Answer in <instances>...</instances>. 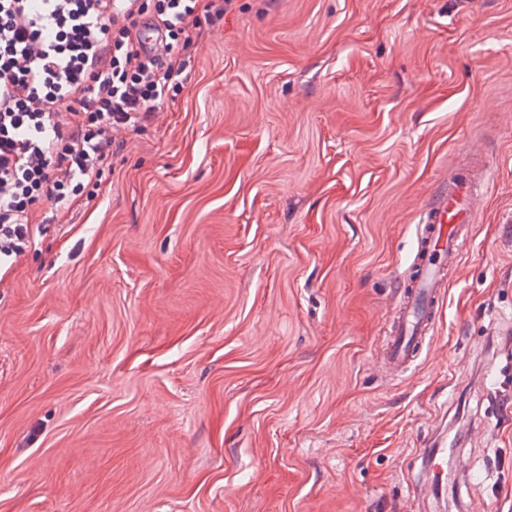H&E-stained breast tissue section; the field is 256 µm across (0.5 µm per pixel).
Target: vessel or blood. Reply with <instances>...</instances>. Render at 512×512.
<instances>
[{
	"label": "vessel or blood",
	"mask_w": 512,
	"mask_h": 512,
	"mask_svg": "<svg viewBox=\"0 0 512 512\" xmlns=\"http://www.w3.org/2000/svg\"><path fill=\"white\" fill-rule=\"evenodd\" d=\"M476 176L458 171L443 181L418 214L415 256L388 312L381 369L406 370L429 339L448 288V274L459 267L479 215Z\"/></svg>",
	"instance_id": "1"
}]
</instances>
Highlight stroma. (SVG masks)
I'll use <instances>...</instances> for the list:
<instances>
[{
    "label": "stroma",
    "instance_id": "stroma-1",
    "mask_svg": "<svg viewBox=\"0 0 512 512\" xmlns=\"http://www.w3.org/2000/svg\"><path fill=\"white\" fill-rule=\"evenodd\" d=\"M198 25L183 92L0 279V512H512V0ZM474 163L460 273L385 376L416 212Z\"/></svg>",
    "mask_w": 512,
    "mask_h": 512
}]
</instances>
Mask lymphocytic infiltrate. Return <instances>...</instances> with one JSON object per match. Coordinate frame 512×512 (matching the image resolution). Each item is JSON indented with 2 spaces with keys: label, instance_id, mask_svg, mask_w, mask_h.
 Instances as JSON below:
<instances>
[{
  "label": "lymphocytic infiltrate",
  "instance_id": "f902f5d3",
  "mask_svg": "<svg viewBox=\"0 0 512 512\" xmlns=\"http://www.w3.org/2000/svg\"><path fill=\"white\" fill-rule=\"evenodd\" d=\"M0 0V277L38 246L42 201L71 208L184 89L199 14L233 0ZM150 22L160 40L142 48Z\"/></svg>",
  "mask_w": 512,
  "mask_h": 512
}]
</instances>
